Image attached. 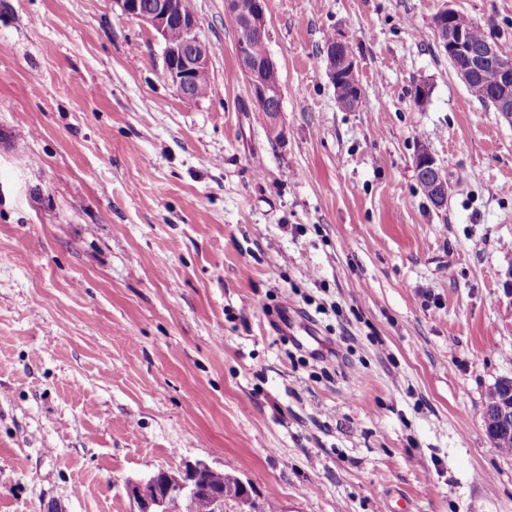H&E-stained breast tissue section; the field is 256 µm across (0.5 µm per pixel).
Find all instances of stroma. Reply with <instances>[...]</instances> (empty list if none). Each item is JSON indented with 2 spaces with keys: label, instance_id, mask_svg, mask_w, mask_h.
<instances>
[{
  "label": "stroma",
  "instance_id": "35a3bbf8",
  "mask_svg": "<svg viewBox=\"0 0 512 512\" xmlns=\"http://www.w3.org/2000/svg\"><path fill=\"white\" fill-rule=\"evenodd\" d=\"M446 4L512 55V0H267L271 114L224 0H188L193 102L112 0H0V512H136L125 482L186 459L276 512H512L483 427L512 378V122L438 49ZM340 43L341 41H336V43L327 44L323 50V54L326 60L330 81L333 85L336 84V86L334 85V89L336 91L337 100L346 102L349 108L353 109L355 107L353 101L356 99L355 92L358 88L356 71H352L343 66V58L345 56L354 57V54L352 47L347 42H344V45L338 49L340 57L337 61V66L340 68L339 78L336 82V58L338 57L336 46L340 45ZM337 104L345 109L340 103L337 102ZM424 158L418 168V172L432 183V203L436 207H443L448 203V180L437 164L436 159L427 150H423Z\"/></svg>",
  "mask_w": 512,
  "mask_h": 512
}]
</instances>
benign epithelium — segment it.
Segmentation results:
<instances>
[{
	"mask_svg": "<svg viewBox=\"0 0 512 512\" xmlns=\"http://www.w3.org/2000/svg\"><path fill=\"white\" fill-rule=\"evenodd\" d=\"M112 4L119 8L120 16L135 19L157 32L163 40V66L168 81L179 96H188L195 74L209 69L211 47L200 37L198 20L186 6V0H154L148 7L142 6L141 0H112ZM224 9L236 28L245 32L235 43V55L246 76L253 103L261 112L278 111L282 87L265 79L266 71L276 65L269 57L256 58L251 47V37H264L266 0H256L252 14L246 18L239 17L235 0H224ZM437 18L434 31L438 47L457 62V76L466 84L476 72L491 75L496 85V111L512 120V59L490 40L478 49L473 48L468 40L467 25L455 10L444 7ZM174 24L179 25L182 32L178 41L170 39ZM423 154L418 171L431 182L432 203L441 208L448 203V180L433 155L426 150ZM500 384L508 389V395L496 419L484 414V427L490 437L497 432L498 424L512 422V380L504 378ZM212 470L213 467L203 460H186L175 470L160 468L146 478L127 481L125 491L136 503L137 512H179L184 502L204 493L213 495L214 512H224L226 498L237 504L239 512H255L243 481L219 492L203 484L200 474Z\"/></svg>",
	"mask_w": 512,
	"mask_h": 512,
	"instance_id": "obj_1",
	"label": "benign epithelium"
}]
</instances>
